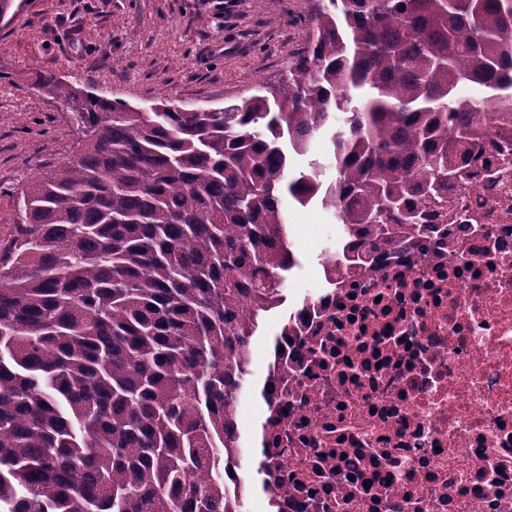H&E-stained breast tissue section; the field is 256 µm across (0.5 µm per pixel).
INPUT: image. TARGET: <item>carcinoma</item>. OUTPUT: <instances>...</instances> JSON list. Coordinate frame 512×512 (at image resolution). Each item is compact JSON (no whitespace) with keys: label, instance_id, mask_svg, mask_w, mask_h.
<instances>
[{"label":"carcinoma","instance_id":"carcinoma-1","mask_svg":"<svg viewBox=\"0 0 512 512\" xmlns=\"http://www.w3.org/2000/svg\"><path fill=\"white\" fill-rule=\"evenodd\" d=\"M462 85L483 89L463 96ZM82 137L18 192L0 250V512H230L226 405L296 265L287 199L366 248L480 224L448 190L512 175V0H324L275 88L144 112L47 74ZM346 129L288 176L330 111ZM311 160H317L323 166V176L321 179L328 184L336 178L335 166H331L333 160L329 155V149L325 141V134L320 131L315 135L309 151L304 155L292 153L291 172L292 175L298 176L300 172L309 171V163Z\"/></svg>","mask_w":512,"mask_h":512}]
</instances>
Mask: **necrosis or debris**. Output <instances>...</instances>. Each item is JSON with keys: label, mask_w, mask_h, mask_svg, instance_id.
I'll list each match as a JSON object with an SVG mask.
<instances>
[{"label": "necrosis or debris", "mask_w": 512, "mask_h": 512, "mask_svg": "<svg viewBox=\"0 0 512 512\" xmlns=\"http://www.w3.org/2000/svg\"><path fill=\"white\" fill-rule=\"evenodd\" d=\"M464 203L485 222L279 296L252 512H512V181Z\"/></svg>", "instance_id": "necrosis-or-debris-1"}]
</instances>
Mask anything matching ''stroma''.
<instances>
[{
  "label": "stroma",
  "mask_w": 512,
  "mask_h": 512,
  "mask_svg": "<svg viewBox=\"0 0 512 512\" xmlns=\"http://www.w3.org/2000/svg\"><path fill=\"white\" fill-rule=\"evenodd\" d=\"M321 0H22L0 23V241L18 192L71 155L63 104L38 88L52 73L146 109L165 96L225 107L280 81L313 32ZM339 220L320 203L288 206L299 265L285 295L311 294Z\"/></svg>",
  "instance_id": "stroma-1"
}]
</instances>
